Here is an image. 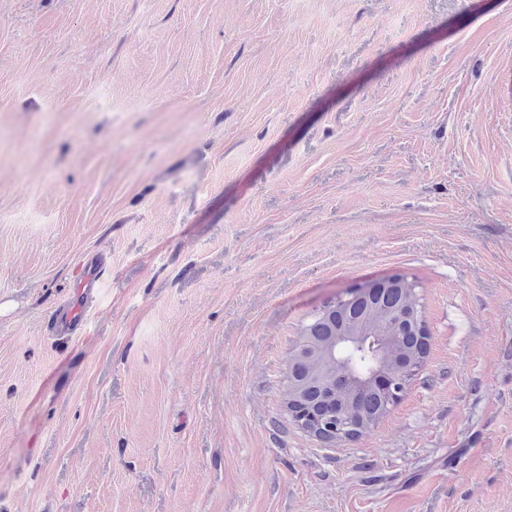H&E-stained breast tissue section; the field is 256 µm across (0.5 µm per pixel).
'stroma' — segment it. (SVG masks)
I'll return each instance as SVG.
<instances>
[{
	"instance_id": "obj_1",
	"label": "stroma",
	"mask_w": 512,
	"mask_h": 512,
	"mask_svg": "<svg viewBox=\"0 0 512 512\" xmlns=\"http://www.w3.org/2000/svg\"><path fill=\"white\" fill-rule=\"evenodd\" d=\"M391 273L424 365L324 446L290 349ZM0 512H512V0H0ZM107 264L101 254L88 257L77 275L74 294L55 314V322L62 332L74 330L87 316V303L99 290Z\"/></svg>"
}]
</instances>
